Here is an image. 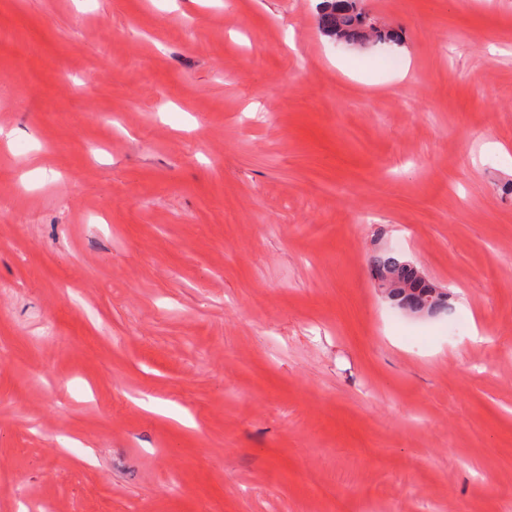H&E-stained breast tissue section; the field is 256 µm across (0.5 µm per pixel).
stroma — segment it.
Segmentation results:
<instances>
[{"label": "stroma", "mask_w": 512, "mask_h": 512, "mask_svg": "<svg viewBox=\"0 0 512 512\" xmlns=\"http://www.w3.org/2000/svg\"><path fill=\"white\" fill-rule=\"evenodd\" d=\"M320 3L0 0V512H512V0ZM320 16L323 32L333 38L351 43H364L370 38L366 30L369 19L357 9L356 0H324ZM368 266L372 277L376 274H389L398 283L409 287L398 288L390 296V301L398 306L409 298L425 299L431 289L428 288L430 283L423 276L422 271L398 253L377 251L369 257Z\"/></svg>", "instance_id": "35a3bbf8"}]
</instances>
